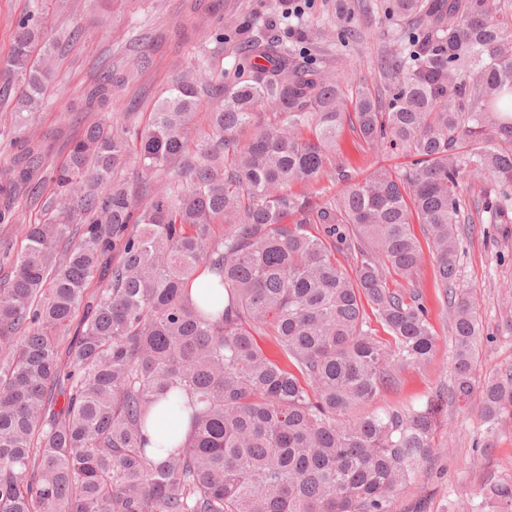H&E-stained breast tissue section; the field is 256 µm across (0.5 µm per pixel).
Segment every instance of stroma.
<instances>
[{
	"label": "stroma",
	"instance_id": "obj_1",
	"mask_svg": "<svg viewBox=\"0 0 512 512\" xmlns=\"http://www.w3.org/2000/svg\"><path fill=\"white\" fill-rule=\"evenodd\" d=\"M386 0H112L102 11L92 0H0V59L13 42L16 23L30 12L44 16L45 25L65 47L54 62L55 77L47 107L32 119L28 134L40 140L48 162L62 163L86 123L103 116L88 110L86 95L104 68L125 79L112 105L110 123L121 128L125 113L146 124L155 103L176 74L191 70L198 57L212 62L214 72L231 70L251 39L288 34L311 66L337 74L345 91L357 85L383 92L378 67L400 33L397 21L385 15ZM225 25L223 42L202 39V32ZM84 28L74 37L76 28ZM358 30L356 40L344 38ZM336 159L359 177L379 166L403 170L410 159L397 148H374L350 127H342ZM473 228L462 241L460 279L470 292L484 343L476 367L478 379L512 371V217L494 224L487 213L471 212ZM419 284L438 336L429 363L401 373L398 391L381 395L371 408L383 411L404 403L421 406L443 386L453 371L450 315L431 264L421 269ZM439 443L416 483L396 496L393 512H455L459 495L488 481L512 482V421L499 427L491 447L480 448V421L475 408L451 404L439 417Z\"/></svg>",
	"mask_w": 512,
	"mask_h": 512
}]
</instances>
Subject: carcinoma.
<instances>
[{"label": "carcinoma", "instance_id": "obj_1", "mask_svg": "<svg viewBox=\"0 0 512 512\" xmlns=\"http://www.w3.org/2000/svg\"><path fill=\"white\" fill-rule=\"evenodd\" d=\"M388 14L408 43L381 61L384 98L364 86L346 97L273 35L227 76L203 61L177 76L144 128L89 123L60 165L23 139L0 172V228L26 241L0 285V512H392L448 400L481 390L478 447L512 419V376H475L484 337L459 231L466 178L488 184L484 212L512 210V13L495 0H392ZM54 50L41 17L20 18L0 61V90L18 86V132L45 108ZM120 86L107 69L89 105ZM207 98L211 134L196 140ZM346 117L411 165L357 179L336 162ZM132 157L165 182L136 193L116 179ZM324 178L343 192L309 191ZM40 204L45 223H26L22 206ZM415 222L451 316L453 383L417 409L362 412L436 348ZM343 245L360 253L352 273L332 257ZM203 271L223 308L186 298ZM266 331L290 365L258 345ZM162 399L193 412L156 458L146 424ZM458 506L512 512V483Z\"/></svg>", "mask_w": 512, "mask_h": 512}]
</instances>
